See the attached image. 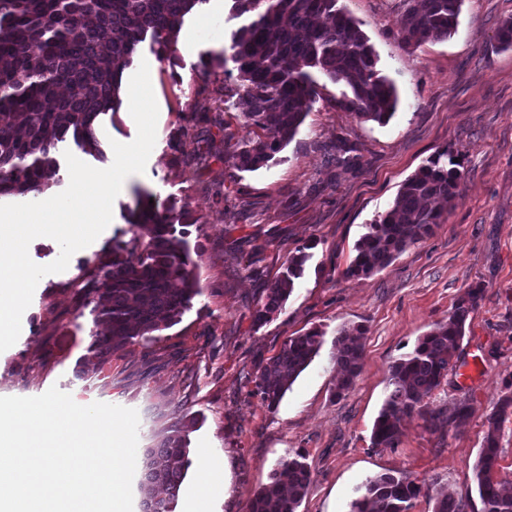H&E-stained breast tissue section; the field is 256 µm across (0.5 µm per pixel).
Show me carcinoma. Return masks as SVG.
<instances>
[{"instance_id": "1", "label": "carcinoma", "mask_w": 512, "mask_h": 512, "mask_svg": "<svg viewBox=\"0 0 512 512\" xmlns=\"http://www.w3.org/2000/svg\"><path fill=\"white\" fill-rule=\"evenodd\" d=\"M229 15L244 18L230 34L224 62L237 70L239 83L221 86L224 102L242 100L245 124L253 136L236 139L224 122L206 115L204 124L224 132V150L241 171H256L276 160L311 110L322 78L344 84L349 92L336 107L359 119L385 125L397 106L396 89L380 75L377 55L339 0H228ZM464 0H402L399 43L418 48L444 40L458 26ZM208 0H0V195H36L51 186L58 172V146L71 134L81 149L101 153L99 120L118 111L122 74L141 43L151 40L162 62L178 38L185 17ZM464 173L443 151L420 166L400 186L393 205L372 223L343 271L363 278L389 266L408 247L429 236L452 207ZM199 223L185 207L145 194L130 211L131 238L112 246L99 264L83 274L79 307L91 308L94 322L107 326L103 336L90 332V357L100 362L137 341L178 323L199 293L182 227ZM308 255L288 259L285 270L257 302L255 324L267 323L293 292ZM473 286L448 316L417 339L413 351L388 370V397L374 421L371 447L396 448L403 421L419 415L426 428L461 423L472 413L460 400L448 418L428 400L453 369L470 314L482 298ZM361 324L339 330L336 397L353 385L362 369ZM323 343L311 329L290 336L257 372L256 394L275 409ZM512 420V382L492 412L475 464L481 512H512V478L500 472L499 431ZM194 422L181 418L171 434L146 451L138 480L141 512H173L187 475L188 433ZM313 485L310 467L298 454L282 459L259 488L248 512H297ZM434 502L433 512H469L472 503L441 488L431 494L406 474L384 473L367 480L349 512H409L420 496Z\"/></svg>"}]
</instances>
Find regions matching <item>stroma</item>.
<instances>
[{"label": "stroma", "instance_id": "obj_1", "mask_svg": "<svg viewBox=\"0 0 512 512\" xmlns=\"http://www.w3.org/2000/svg\"><path fill=\"white\" fill-rule=\"evenodd\" d=\"M369 37L381 75L394 83L397 109L387 124L337 109L343 85L327 84L294 139L276 162L241 172L219 157L200 170L175 164L207 148L197 119L222 116L238 138L248 136L240 106L225 107L200 91L204 63L223 78L228 41L205 30L219 0L188 16L173 47L174 64L142 45L124 74L148 62L159 107L155 146L144 173L128 178L113 219L60 273L39 282L22 316L14 346L0 353V396L32 397L58 387L81 405L94 402L137 410L138 454L171 432L178 417L196 418L192 464L175 512H246L278 461L301 452L313 475L298 512H349L364 483L404 473L431 489L477 500L474 466L492 411L512 381V49H501L497 28L512 17V0H464L457 31L417 49L400 46V0H339ZM137 127L125 111L103 116L102 156L61 143L99 168L114 160L111 143L133 141ZM352 144L357 165L336 163L337 137ZM457 158L460 193L433 234L366 278L343 271L366 226L388 210L401 184L440 151ZM172 198L198 224L186 236L200 292L179 323L155 341L138 342L88 368L92 314H78L82 268H94L113 241L128 240L126 215L139 194ZM245 202L236 230L226 211ZM306 250L304 272L283 310L262 327L255 304ZM483 295L469 317L456 367L434 391L431 409L451 414L457 400L474 412L462 424L427 430L405 419L396 448L370 445L372 424L388 393L389 366L447 317L469 287ZM361 324L363 366L352 387L335 397L336 335ZM318 328L323 344L276 409L255 393L257 369L288 337ZM225 467L226 486L213 466Z\"/></svg>", "mask_w": 512, "mask_h": 512}]
</instances>
